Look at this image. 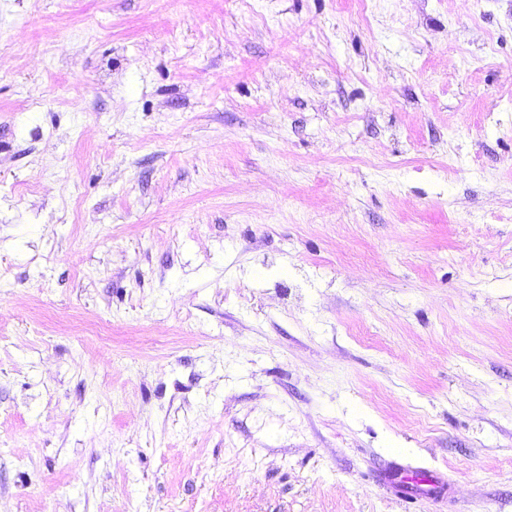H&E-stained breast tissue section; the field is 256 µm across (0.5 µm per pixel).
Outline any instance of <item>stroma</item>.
<instances>
[{"label": "stroma", "mask_w": 512, "mask_h": 512, "mask_svg": "<svg viewBox=\"0 0 512 512\" xmlns=\"http://www.w3.org/2000/svg\"><path fill=\"white\" fill-rule=\"evenodd\" d=\"M0 512H512V0H0ZM400 474V472H389V473H386L384 474L383 476V479L385 482H388V483H391V484H397L401 487H404V485H402V483L404 484H409V482L413 483L414 485H417L416 487V490L414 492H409L411 493L412 495L413 494H424V495H435V496H440L442 495V490H443V485H439L437 483H433L431 481H429L428 479L426 478H421V479H418V480H415V479H412V478H409V477H401L400 478V481L397 482L396 479L398 477V475ZM420 486H427V488H423V487H420Z\"/></svg>", "instance_id": "1"}]
</instances>
